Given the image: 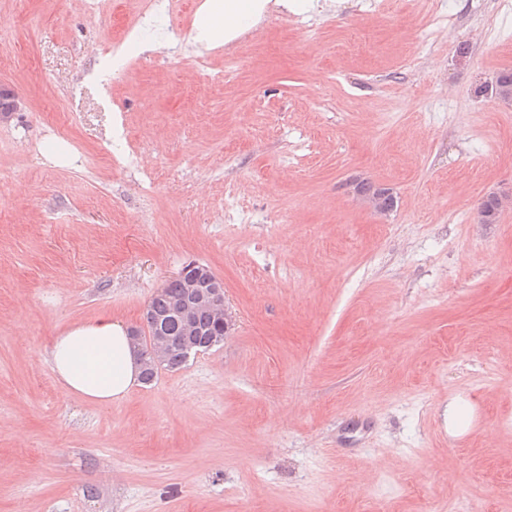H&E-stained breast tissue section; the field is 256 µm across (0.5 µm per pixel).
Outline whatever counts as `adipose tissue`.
I'll return each instance as SVG.
<instances>
[{"label":"adipose tissue","instance_id":"obj_1","mask_svg":"<svg viewBox=\"0 0 512 512\" xmlns=\"http://www.w3.org/2000/svg\"><path fill=\"white\" fill-rule=\"evenodd\" d=\"M272 0H206L195 41L210 48L228 42L255 23ZM49 362L64 396L108 406L140 387V366L127 325L105 313L76 322L54 336Z\"/></svg>","mask_w":512,"mask_h":512}]
</instances>
